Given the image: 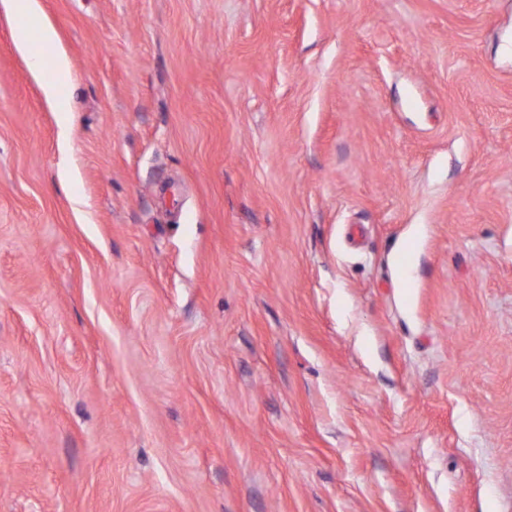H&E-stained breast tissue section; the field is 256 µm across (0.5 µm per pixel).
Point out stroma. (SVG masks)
Segmentation results:
<instances>
[{
  "label": "stroma",
  "mask_w": 512,
  "mask_h": 512,
  "mask_svg": "<svg viewBox=\"0 0 512 512\" xmlns=\"http://www.w3.org/2000/svg\"><path fill=\"white\" fill-rule=\"evenodd\" d=\"M38 3L0 512H512V0ZM18 45L28 51L31 67L39 72L48 73L50 79L45 85L46 96L54 99L57 85L70 81V70L65 55L59 49L56 42L55 31L47 25H43L39 33L41 50L34 53L30 50L31 36L27 29L19 27L15 34Z\"/></svg>",
  "instance_id": "1"
}]
</instances>
